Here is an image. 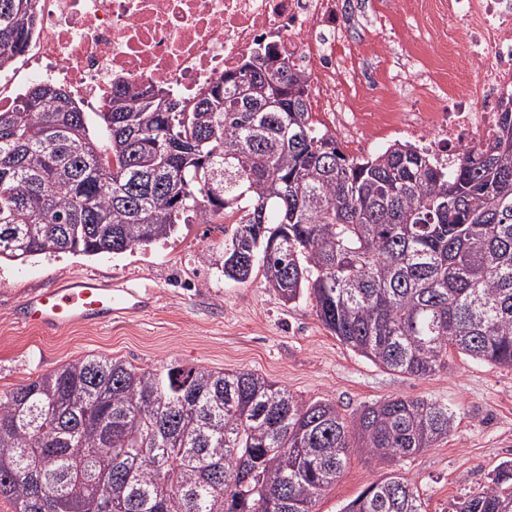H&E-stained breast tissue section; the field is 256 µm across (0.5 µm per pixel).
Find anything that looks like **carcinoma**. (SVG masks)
<instances>
[{
    "label": "carcinoma",
    "mask_w": 512,
    "mask_h": 512,
    "mask_svg": "<svg viewBox=\"0 0 512 512\" xmlns=\"http://www.w3.org/2000/svg\"><path fill=\"white\" fill-rule=\"evenodd\" d=\"M31 0H0V70L28 45ZM261 59L264 68L253 61ZM112 83L103 112L34 83L0 111V262L121 254L197 215H239L224 251L383 368L428 378L457 352L512 368V112L449 168L396 141L346 156L307 81L271 46L186 103ZM454 414L389 397L347 420L251 371H148L87 356L0 391V498L13 512H315L352 448L401 461ZM343 512H425L409 478ZM455 512H512V460Z\"/></svg>",
    "instance_id": "carcinoma-1"
}]
</instances>
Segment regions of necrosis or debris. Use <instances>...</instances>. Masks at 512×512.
I'll list each match as a JSON object with an SVG mask.
<instances>
[{
  "label": "necrosis or debris",
  "instance_id": "necrosis-or-debris-1",
  "mask_svg": "<svg viewBox=\"0 0 512 512\" xmlns=\"http://www.w3.org/2000/svg\"><path fill=\"white\" fill-rule=\"evenodd\" d=\"M33 7L29 48L0 71L2 110L35 80L62 85L86 105H105L120 78L189 100L269 44L312 86L320 128L358 142L394 126L445 166L494 134L497 104L512 91V0H436L427 27L479 64L446 89L420 58L408 54L392 66L355 37L360 0H33ZM414 84L420 108H369L367 92Z\"/></svg>",
  "mask_w": 512,
  "mask_h": 512
}]
</instances>
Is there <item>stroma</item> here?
I'll return each instance as SVG.
<instances>
[{
    "label": "stroma",
    "instance_id": "stroma-1",
    "mask_svg": "<svg viewBox=\"0 0 512 512\" xmlns=\"http://www.w3.org/2000/svg\"><path fill=\"white\" fill-rule=\"evenodd\" d=\"M394 45L426 58L449 81L467 69L463 52H437L436 37L419 31L412 14L392 20ZM229 218L181 228L168 240L122 254L60 253L0 264V391L83 356L122 359L146 370L199 367L248 370L288 387L303 403H335L346 418L388 397L423 398L448 406L455 424L447 438L397 464L364 448L320 497L316 512H342L370 483L399 471L418 486L426 512L453 505L490 483L512 459V369L455 354L446 371L416 378L384 369L331 334L304 296L285 302L261 271L236 282L200 262L222 249ZM98 275L137 291L144 311L104 325H76L53 335L18 323L15 312L31 293L74 278Z\"/></svg>",
    "mask_w": 512,
    "mask_h": 512
}]
</instances>
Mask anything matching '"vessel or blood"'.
I'll return each mask as SVG.
<instances>
[{
    "mask_svg": "<svg viewBox=\"0 0 512 512\" xmlns=\"http://www.w3.org/2000/svg\"><path fill=\"white\" fill-rule=\"evenodd\" d=\"M143 306L132 290L114 288L89 276L29 295L18 308L16 318L50 333L77 324L106 323L115 315L135 312Z\"/></svg>",
    "mask_w": 512,
    "mask_h": 512,
    "instance_id": "b4317fda",
    "label": "vessel or blood"
}]
</instances>
